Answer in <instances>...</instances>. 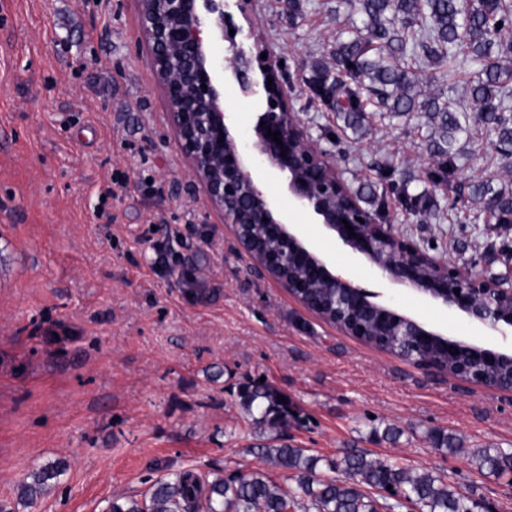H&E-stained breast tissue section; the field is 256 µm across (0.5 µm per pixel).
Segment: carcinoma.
<instances>
[{"mask_svg": "<svg viewBox=\"0 0 512 512\" xmlns=\"http://www.w3.org/2000/svg\"><path fill=\"white\" fill-rule=\"evenodd\" d=\"M361 17V24L345 38L336 39L332 71L319 64L312 68L308 86L321 104L341 117L347 126L371 105L397 116L421 114L431 129V151L439 158L427 176L451 178L456 171L454 150L459 135L481 128L497 137L500 146L512 147V3L509 0H346ZM501 28H496V25ZM440 69V78L456 75L467 66L470 107L448 96L419 97L415 88L434 76L409 65L408 58ZM471 194L487 199L497 218L512 217V191L494 189L488 181L471 186ZM308 294L321 303L324 313L336 310L332 288H311ZM364 340L383 351L415 364L429 361L441 369L457 363L436 344L415 343L411 336H389L370 327ZM281 392L268 382L250 384L240 391L241 405L252 429L265 436L254 447L275 467L291 472L294 489L280 487L267 472H238L211 480L192 469L180 470L156 481L141 498L115 496L108 512H378L379 499H392L404 507L411 501L417 512H475V499L457 491L437 473L415 471L397 462L377 460L359 448H347L340 457L326 460L333 477L321 474L323 458L288 444L285 428L301 416L291 402H278ZM438 448L456 452L454 438L439 428L426 433ZM476 468L493 475L512 472V452L485 448L474 455ZM65 471L59 463L33 474L27 497L36 498Z\"/></svg>", "mask_w": 512, "mask_h": 512, "instance_id": "carcinoma-1", "label": "carcinoma"}]
</instances>
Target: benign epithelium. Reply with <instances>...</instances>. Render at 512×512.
I'll return each mask as SVG.
<instances>
[{"mask_svg":"<svg viewBox=\"0 0 512 512\" xmlns=\"http://www.w3.org/2000/svg\"><path fill=\"white\" fill-rule=\"evenodd\" d=\"M137 2L150 63L180 149L211 206L224 214L249 272L275 280L292 297L299 286L334 288L351 311L367 314L377 324L394 323L400 336H416L427 344L439 340L450 352L465 347L487 364L512 368V351L506 348L445 334L404 314L390 300L372 301L373 293L330 269V259L315 250L297 225L288 223L278 203L264 192L261 175L268 169L281 177L288 197L322 233L381 277L480 330L504 339L512 332L511 282L487 279L432 257L359 206L336 165L310 143L276 65L237 41L240 27L229 8L233 5L243 13L247 0ZM229 86L243 96L259 94L264 101L249 148L232 131L235 118L226 104ZM269 130L280 132L281 143L267 136ZM420 368L469 386L503 389L498 380L465 369L453 374L428 364Z\"/></svg>","mask_w":512,"mask_h":512,"instance_id":"7a95c632","label":"benign epithelium"}]
</instances>
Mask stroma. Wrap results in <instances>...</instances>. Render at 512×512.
I'll return each instance as SVG.
<instances>
[{
	"label": "stroma",
	"instance_id": "1",
	"mask_svg": "<svg viewBox=\"0 0 512 512\" xmlns=\"http://www.w3.org/2000/svg\"><path fill=\"white\" fill-rule=\"evenodd\" d=\"M240 41L260 44L290 103L368 211L429 255L493 278L512 223L471 186L512 190V165L482 135L460 138L459 168L437 185L423 119L365 112L344 127L313 98L311 68L353 18L336 0H250ZM423 195L406 210L389 183ZM265 191L334 268L399 309L481 345L504 347L410 291L374 278L289 200ZM111 197H104V189ZM266 380L301 415L293 445L328 459L371 457L445 477L482 512H512V476L479 471L484 448L512 451V392L467 388L369 347L252 275L224 219L197 188L143 44L136 0H0V501L13 512H107L182 469L206 477L268 470L240 405ZM402 429L397 441L372 430ZM455 437L438 449L428 429ZM65 462L35 501L33 471Z\"/></svg>",
	"mask_w": 512,
	"mask_h": 512
}]
</instances>
